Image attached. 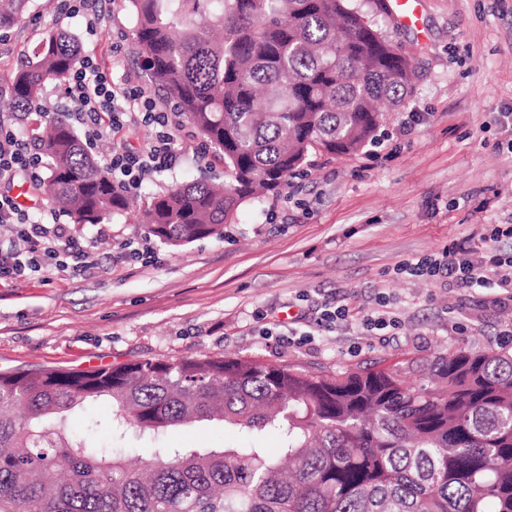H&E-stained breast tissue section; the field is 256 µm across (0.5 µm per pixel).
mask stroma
<instances>
[{
  "label": "stroma",
  "mask_w": 512,
  "mask_h": 512,
  "mask_svg": "<svg viewBox=\"0 0 512 512\" xmlns=\"http://www.w3.org/2000/svg\"><path fill=\"white\" fill-rule=\"evenodd\" d=\"M54 0H31L0 40V95L55 31L73 35L82 54L111 67L114 81L149 79L132 40L127 0H106L99 24L57 14ZM415 67L413 90L388 119L380 156H311L282 192L244 203L223 237L173 248L134 219L61 223L95 242L98 266L83 274L48 273L0 282V371L59 367L87 370L147 358L198 354L258 357L307 370H343L383 361H423L461 341L481 349L512 348V306L491 305L490 284L451 288L402 273L403 260L443 251L473 224L512 219V0H420L419 23L367 15ZM418 118L399 134L409 113ZM175 165L144 191L204 178L224 179L215 150L198 155L200 134L176 131ZM131 242L146 258L121 257ZM386 296L400 320L393 336L360 335L356 323L316 331L303 344L286 333L297 315L333 299L360 314ZM275 328L272 336L260 335ZM112 412L101 400L75 413L69 427L101 447L97 424ZM163 445L219 448L218 422L169 429Z\"/></svg>",
  "instance_id": "stroma-1"
}]
</instances>
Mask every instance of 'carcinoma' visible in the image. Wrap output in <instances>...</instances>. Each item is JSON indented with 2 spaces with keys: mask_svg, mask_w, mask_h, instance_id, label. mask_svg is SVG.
I'll list each match as a JSON object with an SVG mask.
<instances>
[{
  "mask_svg": "<svg viewBox=\"0 0 512 512\" xmlns=\"http://www.w3.org/2000/svg\"><path fill=\"white\" fill-rule=\"evenodd\" d=\"M158 90L224 157V184L149 193L148 233L169 246L221 236L240 206L279 193L313 153L380 143L415 69L353 0H128ZM30 0H0V29ZM80 53L58 31L14 76L12 107L37 116L45 188L75 224L128 212L69 119L40 107ZM329 372L207 354L96 370L0 372V512H512V351L459 343L431 365ZM112 402L106 427L157 436L218 420L221 448H153L137 465L74 436L68 418ZM279 430L276 455L263 431Z\"/></svg>",
  "mask_w": 512,
  "mask_h": 512,
  "instance_id": "cac0c4a2",
  "label": "carcinoma"
}]
</instances>
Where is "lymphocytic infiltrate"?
<instances>
[{
    "label": "lymphocytic infiltrate",
    "instance_id": "obj_1",
    "mask_svg": "<svg viewBox=\"0 0 512 512\" xmlns=\"http://www.w3.org/2000/svg\"><path fill=\"white\" fill-rule=\"evenodd\" d=\"M69 118L88 144L112 138L126 127H148L153 134L135 151L113 149L108 159L112 180L125 193L140 190L154 174L168 169L175 156L173 128L177 113L161 109L140 83L116 85L112 73L91 56H83L66 84ZM43 158L28 139L0 122V224L12 226L16 238L0 247V281L55 272H86L98 264L93 242L73 239L67 225L21 209L9 192L16 179L43 181ZM403 272L443 280L458 288L496 281L505 291L501 303H512V224L495 225L490 233L461 234L436 256L405 262Z\"/></svg>",
    "mask_w": 512,
    "mask_h": 512
}]
</instances>
